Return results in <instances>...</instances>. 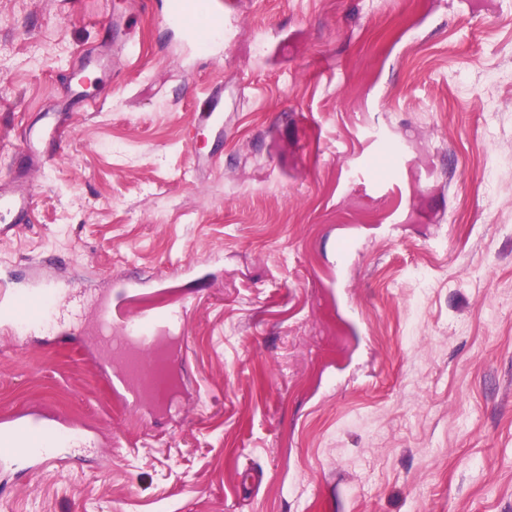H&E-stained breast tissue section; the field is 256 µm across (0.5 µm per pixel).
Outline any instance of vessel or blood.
<instances>
[{
	"instance_id": "obj_1",
	"label": "vessel or blood",
	"mask_w": 512,
	"mask_h": 512,
	"mask_svg": "<svg viewBox=\"0 0 512 512\" xmlns=\"http://www.w3.org/2000/svg\"><path fill=\"white\" fill-rule=\"evenodd\" d=\"M230 15L228 0H164L161 19L178 29L182 36L196 46L218 39L224 29V20ZM116 61L109 47H102L92 63L76 66L69 81L65 103L80 109L88 105L85 95V72L110 73ZM223 114L220 90L212 88L207 99L196 104L187 123L188 131L199 127H222ZM61 137L56 115L40 113L23 135L21 145L14 153L13 173L0 181V236L7 235L21 224L34 221L37 194L32 182L34 173L49 160V148ZM50 288H33L27 294L15 289L0 290V322L11 326H39L44 316L31 311L32 302L47 304L53 297ZM176 320L160 311L146 309L130 317L113 320L109 309H102L91 345L104 366L119 363L112 379L115 394L124 404L134 408L141 402L156 397V383L168 379L171 361L160 352L165 334L170 333ZM82 447V436L70 431L68 424L54 426L44 423L34 412L22 416L0 418V467L18 461L27 462L29 470L40 471L59 466L60 443Z\"/></svg>"
}]
</instances>
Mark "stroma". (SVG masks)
<instances>
[{
    "label": "stroma",
    "instance_id": "obj_1",
    "mask_svg": "<svg viewBox=\"0 0 512 512\" xmlns=\"http://www.w3.org/2000/svg\"><path fill=\"white\" fill-rule=\"evenodd\" d=\"M232 2L214 51L161 0H0V179L37 113L62 132L0 278L64 282L72 334L0 328V415L89 438L0 512H512V0ZM122 16L138 63L57 110ZM106 283L184 313L165 403L113 396ZM223 112L220 105V89L213 87L207 99L196 104L187 123V138L190 142L200 126L220 128L223 126Z\"/></svg>",
    "mask_w": 512,
    "mask_h": 512
}]
</instances>
